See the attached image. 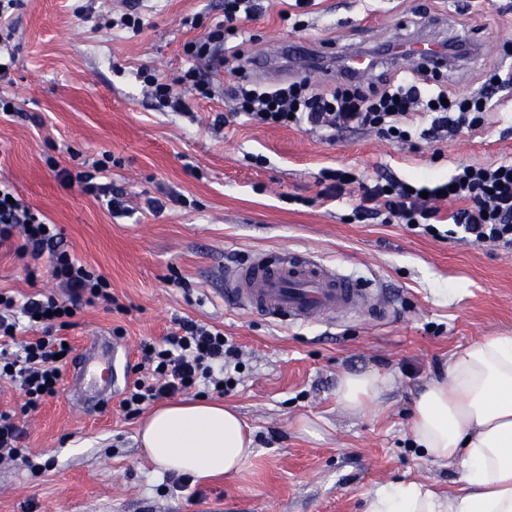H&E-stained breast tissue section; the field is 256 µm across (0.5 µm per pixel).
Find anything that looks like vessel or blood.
I'll list each match as a JSON object with an SVG mask.
<instances>
[{"instance_id":"vessel-or-blood-1","label":"vessel or blood","mask_w":512,"mask_h":512,"mask_svg":"<svg viewBox=\"0 0 512 512\" xmlns=\"http://www.w3.org/2000/svg\"><path fill=\"white\" fill-rule=\"evenodd\" d=\"M401 59L436 61L443 50L433 43L407 42L394 47ZM230 293L241 309L293 322L330 317L337 309L367 306L372 291L367 283L352 279L320 262L298 257L270 261L254 255L251 262L227 275ZM87 357L75 374L86 392H117L125 376L127 352L116 342L91 343Z\"/></svg>"}]
</instances>
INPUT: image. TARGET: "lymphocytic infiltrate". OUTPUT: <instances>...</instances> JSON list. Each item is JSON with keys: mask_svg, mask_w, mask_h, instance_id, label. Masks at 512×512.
Here are the masks:
<instances>
[{"mask_svg": "<svg viewBox=\"0 0 512 512\" xmlns=\"http://www.w3.org/2000/svg\"><path fill=\"white\" fill-rule=\"evenodd\" d=\"M260 9L256 0H224V20L207 35L187 46L196 59L208 58L213 46L236 36L240 21ZM144 83L169 107L180 104V89L203 98L215 90L196 67L184 70L175 80L142 72ZM512 86V71L497 69L478 90L459 98L449 95L441 82L429 81L423 70L402 67L385 76L377 87L347 83L325 91L306 80L275 87L241 80L231 90L233 117L265 126H290L332 134L344 130H376L385 139L407 144L414 138L438 139L444 132L475 130L483 123L488 105L500 89ZM321 199H348L356 221L383 219L387 224L415 225L439 237L438 197L456 202L448 216L463 240L478 245L512 248V160L486 166L458 165L449 178L406 182L380 176L365 184L349 171L328 169ZM8 184L0 183V243L20 236L22 253L38 258L49 254L51 277L67 295L17 298L0 292V378L18 383L24 390L25 408L37 409L60 391L59 353L64 350L61 330L86 306L111 307L115 299L106 277L82 264L61 245L56 225L21 199L12 198ZM238 356L223 332L184 318L178 328L157 345L146 342L141 360L133 370L138 377L126 392L121 406L127 415L140 413L159 399L198 386L228 384L229 369Z\"/></svg>", "mask_w": 512, "mask_h": 512, "instance_id": "lymphocytic-infiltrate-1", "label": "lymphocytic infiltrate"}]
</instances>
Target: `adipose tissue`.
I'll return each instance as SVG.
<instances>
[{
    "label": "adipose tissue",
    "mask_w": 512,
    "mask_h": 512,
    "mask_svg": "<svg viewBox=\"0 0 512 512\" xmlns=\"http://www.w3.org/2000/svg\"><path fill=\"white\" fill-rule=\"evenodd\" d=\"M392 385L391 374L373 368L349 372L337 383L336 399L362 414ZM410 429L428 460L456 469L458 494L400 482L371 492L365 512H512V335L485 337L451 356L445 372L414 396ZM139 435L158 471L201 481L242 473L255 453L236 407L207 399L154 409Z\"/></svg>",
    "instance_id": "adipose-tissue-1"
}]
</instances>
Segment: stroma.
Instances as JSON below:
<instances>
[{"instance_id":"35a3bbf8","label":"stroma","mask_w":512,"mask_h":512,"mask_svg":"<svg viewBox=\"0 0 512 512\" xmlns=\"http://www.w3.org/2000/svg\"><path fill=\"white\" fill-rule=\"evenodd\" d=\"M132 1L141 30L106 29L107 17ZM261 4L240 25L251 57L284 41L369 54L403 39L480 35L481 49L441 73L455 95L512 63V0H315L299 31L280 19L281 0ZM223 18L224 0H20L8 18L13 81L0 93L21 113L0 116V181L58 224L64 249L111 283L117 309L84 307L63 330L72 356L105 334L135 360L141 342L162 341L175 319L216 326L242 365L223 400L252 429L257 454L242 477L194 479L188 491H173L138 443L139 417L126 416L116 397L79 402L68 387L69 361L58 397L25 414L23 391L0 380V412L14 416L26 454L0 462V512H364L367 495L389 484L458 491L457 472L413 444L411 395L469 343L512 334V251L352 223L350 203L318 194L327 169L412 181L448 177L461 162L512 159V113L497 104L472 133L407 145L369 132L330 138L219 126L238 80L231 52L195 63L184 46ZM194 63L209 70L216 97L185 92L178 112L159 107L138 78L148 69L173 79ZM106 154L104 180L125 193L122 216L58 176ZM16 247L0 244V290L65 297L48 257ZM259 252L319 258L368 282L384 316L339 311L293 323L237 308L224 293L226 270ZM373 367L393 373L394 387L380 408L350 414L336 400V382ZM304 418L319 420L320 438L301 431Z\"/></svg>"}]
</instances>
